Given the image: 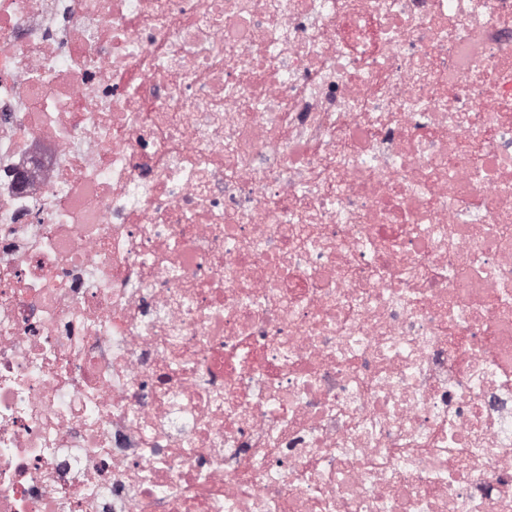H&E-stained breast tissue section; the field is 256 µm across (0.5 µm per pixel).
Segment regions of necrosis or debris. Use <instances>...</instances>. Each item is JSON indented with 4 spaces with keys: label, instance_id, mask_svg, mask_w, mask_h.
<instances>
[{
    "label": "necrosis or debris",
    "instance_id": "1",
    "mask_svg": "<svg viewBox=\"0 0 512 512\" xmlns=\"http://www.w3.org/2000/svg\"><path fill=\"white\" fill-rule=\"evenodd\" d=\"M0 512H512V0H0Z\"/></svg>",
    "mask_w": 512,
    "mask_h": 512
}]
</instances>
